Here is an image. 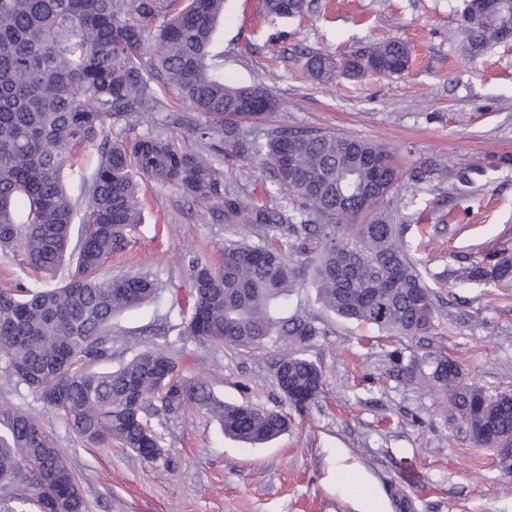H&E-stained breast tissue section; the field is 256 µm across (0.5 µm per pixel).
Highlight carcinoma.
Here are the masks:
<instances>
[{
    "mask_svg": "<svg viewBox=\"0 0 512 512\" xmlns=\"http://www.w3.org/2000/svg\"><path fill=\"white\" fill-rule=\"evenodd\" d=\"M311 6L310 0H263L273 20ZM223 17L224 0H0V252L21 256L43 279L67 263L74 268L62 286L0 285V372L14 393L23 387L45 410L62 415L85 445L117 444L150 464L169 463L152 419L191 404L249 444L277 438L288 423L279 412L216 399L158 347L113 370L75 367L112 359V320L161 298L160 281L142 269L99 278L142 223L138 180L174 186L225 224L250 230L226 241L215 263L201 253L185 257L193 305L177 338L236 352L268 342L289 346L273 364V384L296 408L315 402L324 385L322 368L303 348L327 329L304 311L285 315L283 306L306 280L336 316L401 335L431 331L439 306L396 223L401 199L394 189L402 174L391 151L368 139L283 125L267 129L262 140L251 135L243 123L263 116L254 108L269 103L272 114L277 101L261 85L224 79V52L216 50ZM511 29L512 0H465L459 37L470 55L508 41ZM411 57L406 42L384 37L342 59L305 53L303 68L314 79L339 71L355 80L403 74ZM159 89L206 118L192 135L218 140L224 160L267 165L288 204L256 205L233 195L208 154L151 129L132 141L104 140L82 203L81 231L73 234L77 204L64 170L112 122L153 118ZM484 174L485 166L469 165L453 178L469 187ZM438 178L432 163L407 174L416 192ZM462 278L512 284V257L488 252L462 268ZM388 357L397 378L430 368L474 443L512 445V394L465 383L459 364L444 356L407 366L396 350ZM0 512H87L81 482L40 416L2 393Z\"/></svg>",
    "mask_w": 512,
    "mask_h": 512,
    "instance_id": "obj_1",
    "label": "carcinoma"
}]
</instances>
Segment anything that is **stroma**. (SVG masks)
Returning a JSON list of instances; mask_svg holds the SVG:
<instances>
[{"label":"stroma","instance_id":"1","mask_svg":"<svg viewBox=\"0 0 512 512\" xmlns=\"http://www.w3.org/2000/svg\"><path fill=\"white\" fill-rule=\"evenodd\" d=\"M262 0H227L220 26L224 77L236 85L260 84L278 108L246 122L260 132L278 125L360 137L386 145L402 169L433 160L453 168L485 165L475 187L448 183L402 198L404 239L421 271L454 266L485 253H512V41L470 57L457 41L462 0H314L309 11L266 20ZM413 49L409 74L317 81L302 71V54L343 55L383 35ZM285 44L286 58L271 60L269 44ZM157 130L190 147L199 113L162 98ZM224 183L244 199L271 191L269 172L256 162L225 165L220 143L205 142ZM503 158L499 168L491 159ZM146 210L129 250L112 262V274L142 265L167 286L158 303L127 311L114 321L112 360L162 344L161 329L179 325L192 306L182 260L190 252L218 257L233 228L175 187L143 185ZM430 333L403 336L346 322L327 311L305 284L288 299L328 329L306 349L325 373L324 391L299 411L272 383L278 345L245 353L180 340L172 348L184 374L203 380L231 403H250L288 416L278 438L249 445L225 436L206 410L162 418L155 428L171 465L140 463L122 448L82 446L61 417L45 412L30 392L14 403L41 414L54 445L85 492L88 512H399V487L411 512H512V469L497 451L472 442L444 390L431 382L393 377L387 351L404 359L446 356L466 382L489 392H512V288L450 279Z\"/></svg>","mask_w":512,"mask_h":512}]
</instances>
